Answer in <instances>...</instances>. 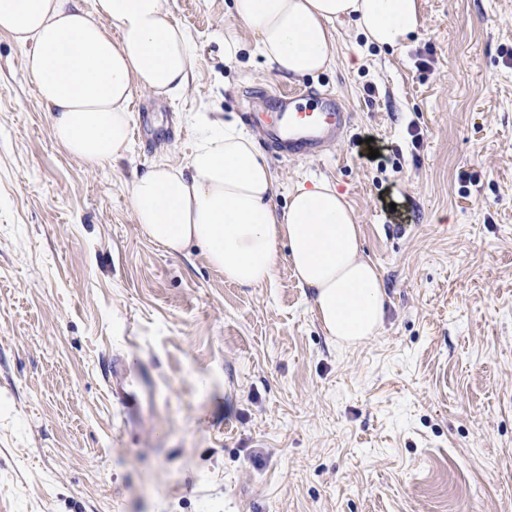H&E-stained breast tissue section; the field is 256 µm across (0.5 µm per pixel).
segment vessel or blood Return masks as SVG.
I'll return each instance as SVG.
<instances>
[{"mask_svg": "<svg viewBox=\"0 0 512 512\" xmlns=\"http://www.w3.org/2000/svg\"><path fill=\"white\" fill-rule=\"evenodd\" d=\"M254 120L275 152L304 156L322 153L340 142L350 126L351 115L338 99L308 88L280 95L277 107L255 113ZM107 386L124 423L140 424V408L152 396L148 375L131 370L124 360L115 359L107 375Z\"/></svg>", "mask_w": 512, "mask_h": 512, "instance_id": "b4317fda", "label": "vessel or blood"}]
</instances>
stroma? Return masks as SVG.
Here are the masks:
<instances>
[{"label":"stroma","mask_w":512,"mask_h":512,"mask_svg":"<svg viewBox=\"0 0 512 512\" xmlns=\"http://www.w3.org/2000/svg\"><path fill=\"white\" fill-rule=\"evenodd\" d=\"M171 6L198 79L135 94L129 160L93 170L0 33V512H512V0H422L403 49L342 33L335 64L296 79L254 54L232 0ZM307 86L352 112L345 140L259 147L278 208L325 178L355 212L387 309L349 348L285 254L267 286L234 285L132 216V170L183 161L201 116L254 133V88ZM116 356L159 387L137 428L107 394Z\"/></svg>","instance_id":"1"}]
</instances>
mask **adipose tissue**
<instances>
[{"instance_id": "1", "label": "adipose tissue", "mask_w": 512, "mask_h": 512, "mask_svg": "<svg viewBox=\"0 0 512 512\" xmlns=\"http://www.w3.org/2000/svg\"><path fill=\"white\" fill-rule=\"evenodd\" d=\"M233 12L255 50L288 77L334 64L337 24L393 49L422 25L420 0H233ZM0 32L26 48L54 140L90 169L130 154L135 92L176 97L196 81L191 39L170 0H0ZM276 193L255 135L217 115L202 119L186 162H158L131 188L136 224L168 252L198 247L225 281L262 288L287 246L327 337L353 346L377 335L384 286L362 255L345 195L327 179L300 180L280 210Z\"/></svg>"}]
</instances>
